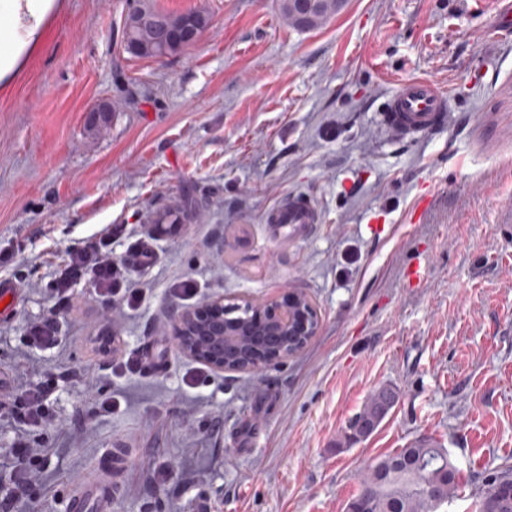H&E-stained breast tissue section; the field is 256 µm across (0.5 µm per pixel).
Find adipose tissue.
Instances as JSON below:
<instances>
[{
	"instance_id": "ef3b65f1",
	"label": "adipose tissue",
	"mask_w": 512,
	"mask_h": 512,
	"mask_svg": "<svg viewBox=\"0 0 512 512\" xmlns=\"http://www.w3.org/2000/svg\"><path fill=\"white\" fill-rule=\"evenodd\" d=\"M61 10L62 0H0V93L45 46Z\"/></svg>"
}]
</instances>
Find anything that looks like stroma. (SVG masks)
<instances>
[{
	"mask_svg": "<svg viewBox=\"0 0 512 512\" xmlns=\"http://www.w3.org/2000/svg\"><path fill=\"white\" fill-rule=\"evenodd\" d=\"M150 2L210 24L179 55L137 58L122 45L131 0H63L49 42L0 95V279L18 295L0 318V393L44 370L63 378L50 425L29 434L0 417V472L22 435L44 451L30 496L6 512H63L107 448L128 459L112 512H347L362 475L420 438L460 470L439 512H473L487 473L512 465V37L489 35L498 0H345L306 31L278 0ZM119 71L138 102L92 135L87 112L118 103ZM416 77L455 101L442 129L405 142L383 109ZM291 194L311 197L319 221L286 236L264 215ZM186 195L190 221L156 223ZM114 224L113 259L140 237L158 254L126 283L145 289L141 306L88 283L59 302L57 264ZM417 259L414 286L404 270ZM185 279L201 305L302 293L318 333L281 363L207 368L188 387L196 363L172 338ZM53 313L61 345L26 347L27 324ZM104 328L150 370L95 360L88 339ZM382 386L393 407L348 441ZM101 395L119 410H95ZM162 462L173 475L156 485Z\"/></svg>",
	"mask_w": 512,
	"mask_h": 512,
	"instance_id": "1",
	"label": "stroma"
}]
</instances>
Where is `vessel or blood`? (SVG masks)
Returning a JSON list of instances; mask_svg holds the SVG:
<instances>
[{
  "instance_id": "vessel-or-blood-1",
  "label": "vessel or blood",
  "mask_w": 512,
  "mask_h": 512,
  "mask_svg": "<svg viewBox=\"0 0 512 512\" xmlns=\"http://www.w3.org/2000/svg\"><path fill=\"white\" fill-rule=\"evenodd\" d=\"M451 109V97L436 83L412 78L402 81L389 97L384 122L400 137L413 140L440 128ZM266 221L280 227L314 224L318 208L307 197L291 195L268 211ZM120 463L115 452L105 450L98 477L85 490L70 493L64 512H111L112 469Z\"/></svg>"
}]
</instances>
